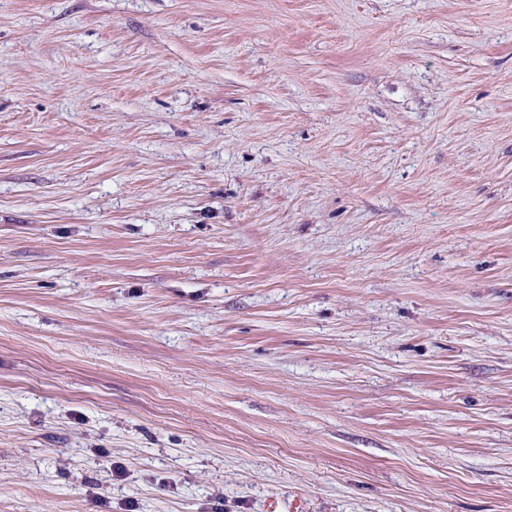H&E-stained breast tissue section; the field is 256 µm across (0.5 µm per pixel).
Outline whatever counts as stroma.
Returning a JSON list of instances; mask_svg holds the SVG:
<instances>
[{
    "mask_svg": "<svg viewBox=\"0 0 512 512\" xmlns=\"http://www.w3.org/2000/svg\"><path fill=\"white\" fill-rule=\"evenodd\" d=\"M0 512H512V0H0Z\"/></svg>",
    "mask_w": 512,
    "mask_h": 512,
    "instance_id": "obj_1",
    "label": "stroma"
}]
</instances>
